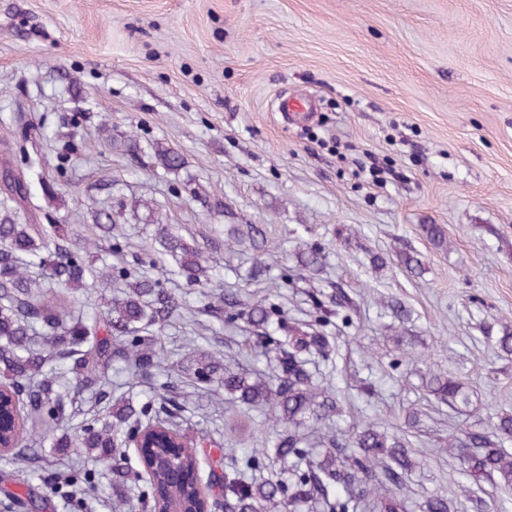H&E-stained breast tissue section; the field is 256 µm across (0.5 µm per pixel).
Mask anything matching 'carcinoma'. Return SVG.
<instances>
[{"label": "carcinoma", "instance_id": "carcinoma-1", "mask_svg": "<svg viewBox=\"0 0 512 512\" xmlns=\"http://www.w3.org/2000/svg\"><path fill=\"white\" fill-rule=\"evenodd\" d=\"M154 154L167 171L183 165L181 155L168 148L156 146ZM124 248L119 240L109 242L108 250L119 262L98 269L88 250L70 242L53 225L46 230L0 221V384L12 388L27 411L10 438L17 446L46 441V435L37 437L29 430L26 418L38 419L48 430L59 426L67 417L69 396L61 390V381L70 374L74 389L95 387L99 401H112L105 366L115 355L133 375L151 380L144 400L113 406L112 420L93 419L79 435L58 437L53 446L77 452L118 449L147 428L161 427L182 452L163 446L150 450L152 477L138 500L151 503L155 512L162 507L190 512L200 461L173 427L181 412L175 386L169 380L153 379V370L162 361L152 330L165 326L183 303L163 282L151 278L148 268L154 256H169L187 287L193 288L209 280L210 266L198 248L164 224L133 263L120 260ZM115 284L124 287L123 296L107 302L101 314L73 307L82 296L105 299L107 289ZM240 321L256 330L260 346L275 352L280 372L266 378L226 369L219 378L212 355L200 349L189 379L199 386L224 383V393L232 402L268 408L280 429L272 447L242 448L224 463L221 473H210L224 496V512H396L401 507L397 491L415 466L404 438L364 421L352 424L348 440L328 434L317 449L309 435L300 432L307 419L319 422L332 413L341 415L340 406H331L325 392L318 390L303 359L308 355L330 361L333 347L322 332L330 315L316 311L309 323L311 331L295 336L276 303L267 299L224 303V324L235 327ZM428 388L441 402L455 404L462 396L457 381L440 375L430 378ZM511 438L512 416L503 417L489 432L461 431L446 451L463 462L467 472L511 485L512 454L502 448ZM271 455L289 464V478L273 482L256 477ZM91 484L92 475L77 472L56 479L50 492L74 499L80 488Z\"/></svg>", "mask_w": 512, "mask_h": 512}]
</instances>
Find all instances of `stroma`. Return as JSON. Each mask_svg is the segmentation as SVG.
I'll list each match as a JSON object with an SVG mask.
<instances>
[{
    "instance_id": "obj_1",
    "label": "stroma",
    "mask_w": 512,
    "mask_h": 512,
    "mask_svg": "<svg viewBox=\"0 0 512 512\" xmlns=\"http://www.w3.org/2000/svg\"><path fill=\"white\" fill-rule=\"evenodd\" d=\"M298 99L312 113L286 110ZM156 142L184 168L165 172ZM21 150L42 177L27 199L0 191V219L60 224L80 242L108 210L131 260L160 213L217 264L200 287L169 281L184 309L161 333L167 364L193 340L265 368L243 342L249 328L209 310L218 293L277 291L303 330L314 300L344 294L325 328L333 359L310 364L341 401L337 433L377 419L407 437L408 512L433 491L454 512H512V485L440 452L450 431L512 415V353L498 344L512 330V0H0V172ZM373 159L396 178L369 184L360 166ZM234 224L261 228L262 251ZM314 246L315 272L300 264ZM408 253L420 270L404 267ZM400 337L414 360L396 368ZM432 369L466 402L437 404ZM181 400L187 435L225 448L273 438L271 414L223 392L186 385ZM73 469L94 472L88 496L50 494L49 479ZM462 485L474 491L463 501ZM2 487L26 498L14 512H112L111 471L69 448L0 457Z\"/></svg>"
}]
</instances>
